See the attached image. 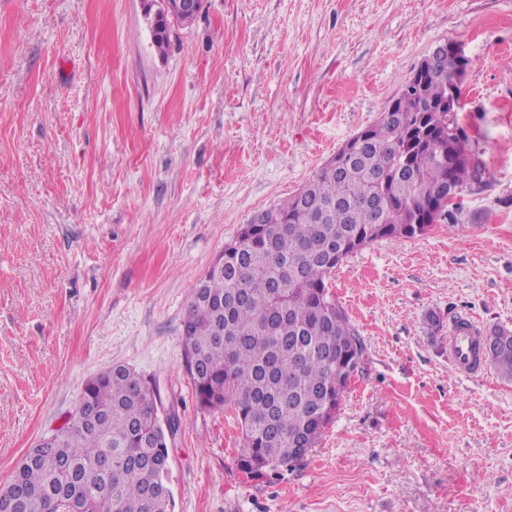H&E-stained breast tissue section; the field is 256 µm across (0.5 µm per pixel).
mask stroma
Returning a JSON list of instances; mask_svg holds the SVG:
<instances>
[{
  "label": "stroma",
  "mask_w": 512,
  "mask_h": 512,
  "mask_svg": "<svg viewBox=\"0 0 512 512\" xmlns=\"http://www.w3.org/2000/svg\"><path fill=\"white\" fill-rule=\"evenodd\" d=\"M449 41L482 178L335 272L363 363L304 461L249 479L184 371L191 292ZM462 316L512 330V0H202L163 53L141 0H0V485L123 364L177 423L173 512H512V381L449 364Z\"/></svg>",
  "instance_id": "obj_1"
}]
</instances>
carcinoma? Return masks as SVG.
<instances>
[{"mask_svg": "<svg viewBox=\"0 0 512 512\" xmlns=\"http://www.w3.org/2000/svg\"><path fill=\"white\" fill-rule=\"evenodd\" d=\"M175 18L158 11L153 38L169 44ZM463 73L446 55L418 70L381 117L343 144L303 197L265 209L224 248V267L193 288L182 321L185 370L198 405L230 410L240 428L236 466L256 477L302 462L334 419L365 347L331 290V275L372 243L425 234L481 178L448 98ZM490 364L512 379V347ZM157 385L124 365L88 379L56 446L14 467L0 497L14 512H170L169 448ZM112 457V470L97 467Z\"/></svg>", "mask_w": 512, "mask_h": 512, "instance_id": "carcinoma-1", "label": "carcinoma"}]
</instances>
